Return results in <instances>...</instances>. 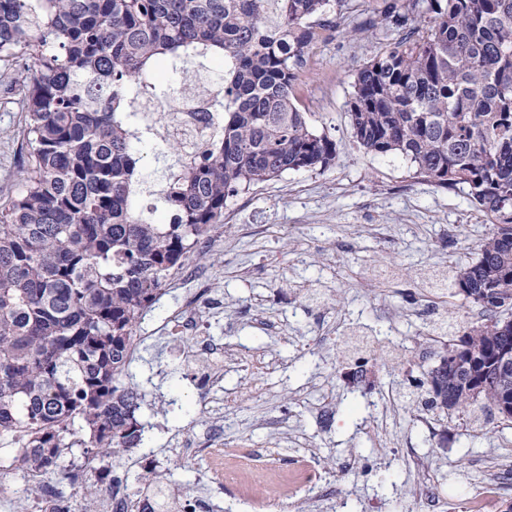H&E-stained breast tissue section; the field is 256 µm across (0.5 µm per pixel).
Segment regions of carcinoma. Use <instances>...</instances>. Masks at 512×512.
<instances>
[{
    "mask_svg": "<svg viewBox=\"0 0 512 512\" xmlns=\"http://www.w3.org/2000/svg\"><path fill=\"white\" fill-rule=\"evenodd\" d=\"M331 0H0V75L26 112L28 161L0 208V437L8 468L65 474L142 442L136 388L121 383L135 329L193 245L223 224L227 199L288 170L325 169L336 142L294 104L296 71ZM402 37L354 74L348 115L373 155L461 190L492 224L478 261L441 282L487 313L448 323L429 373L431 410L499 411L493 359L512 307V0H393L370 25ZM228 60L221 123L176 157L159 190L169 222L137 207V98L161 58Z\"/></svg>",
    "mask_w": 512,
    "mask_h": 512,
    "instance_id": "obj_1",
    "label": "carcinoma"
}]
</instances>
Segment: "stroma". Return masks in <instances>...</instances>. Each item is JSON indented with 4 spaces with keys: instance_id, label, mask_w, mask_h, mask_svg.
Listing matches in <instances>:
<instances>
[{
    "instance_id": "stroma-1",
    "label": "stroma",
    "mask_w": 512,
    "mask_h": 512,
    "mask_svg": "<svg viewBox=\"0 0 512 512\" xmlns=\"http://www.w3.org/2000/svg\"><path fill=\"white\" fill-rule=\"evenodd\" d=\"M389 0L331 6L298 70L296 105L336 142L331 166L290 170L229 197L224 224L194 246L184 268L204 296L165 288L135 330L127 382L141 395L140 445L120 465L129 485L146 463L162 488L209 498L211 512H250L223 485L206 480L204 453L178 454L175 439L221 428L225 441L291 453L316 448L336 480L344 512H420L418 496L448 501L478 493L495 476L512 497V427L497 413L427 411L435 359L418 346L437 317L479 321L482 310L446 297L438 316L424 312L425 278L449 264L475 261L489 226L464 192L415 177L395 155L365 153L352 136L348 101L354 72L396 34L351 37ZM24 114L0 79V204L27 160ZM195 310L197 335L172 343L165 322ZM224 346L222 407L203 405L205 369L186 364L198 336ZM373 351L365 381L346 375ZM430 415L433 427L421 424Z\"/></svg>"
}]
</instances>
